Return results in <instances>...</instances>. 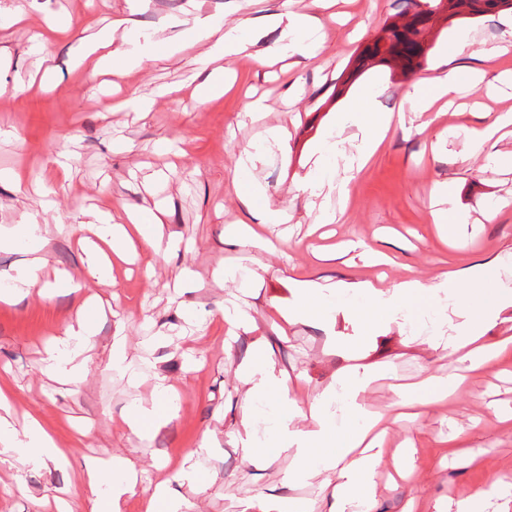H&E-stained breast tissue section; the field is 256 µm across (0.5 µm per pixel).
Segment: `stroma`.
Instances as JSON below:
<instances>
[{
    "label": "stroma",
    "instance_id": "1",
    "mask_svg": "<svg viewBox=\"0 0 512 512\" xmlns=\"http://www.w3.org/2000/svg\"><path fill=\"white\" fill-rule=\"evenodd\" d=\"M17 0H0V23L9 37L0 43V171L18 172L20 182L0 181V225L36 224L41 237L19 235L0 248V282L11 283L17 270L40 250L46 259L42 281L0 303V385L13 395L17 418L34 415L68 450L58 467H0V512H55V490L78 487L79 476L95 458L120 455L139 472V487L153 485L159 472L173 474L184 456L206 483L204 492L182 486L189 512H269L272 504L312 505L316 483L289 481L292 456L282 454L243 463L236 431L246 406V386L237 368L265 337L276 370L287 372L291 390L304 401L323 394L336 372L357 365L372 380L363 394L370 410L385 409L394 389L422 375L453 377L461 366L455 355L427 345L405 346L418 326L434 330L447 315L445 301L416 308L404 325H391L362 337L357 319L336 317L286 325L279 309L292 305L298 284L353 282L385 276L394 283L413 274L426 283L442 273L464 269L487 280L485 263L512 255V170L489 162L485 152L467 145L471 129L511 109L512 94L496 90L504 65H512V13L489 14L442 29L420 68L407 75L383 66L353 74L352 62L396 15L399 0H351L344 15L322 8L319 0H28L27 21L10 25ZM318 16L322 48L316 57L292 63L284 59L259 65L262 50L275 46L280 30L272 22L283 11ZM128 18L124 33L152 34L156 58L120 76L91 77L94 57L84 48L115 17ZM214 17L221 28L248 19L255 43L223 58L213 40L198 39L196 25ZM55 26L42 46L30 39L34 28ZM472 45L455 63L463 72L483 71L482 83L468 87L456 105L422 117L426 129L406 122L393 126L370 162L354 174L337 169L344 191L329 201L303 192L314 150L337 141L336 114L366 90L378 108L399 112L405 88L433 76L435 66L459 33ZM177 37L181 51L162 43ZM505 45L507 54L486 59L485 48ZM229 68L232 90L199 104L189 91L207 73ZM149 97L147 114L126 108L110 111L109 102ZM262 98L264 116L241 121L250 99ZM287 127L288 147L269 148L268 133ZM261 151L255 171L271 207L288 210L287 223L271 228V247L249 248L228 235L229 225L246 213L232 189L240 153ZM68 152L70 168L55 163ZM466 161H458V154ZM452 187L459 211L496 207L492 220L439 227L431 218L435 183ZM112 205L122 215L127 204L160 208V228L168 252L138 246V258L112 265V283L97 284L86 274L87 255L79 239V221L94 209ZM255 270L248 301L257 329L239 332L225 346L228 325L221 311L238 293V284L215 280L222 264ZM97 294L99 318L84 356L82 380L73 384L52 376L42 359L46 345L74 322L84 295ZM130 361L127 374L112 368L114 347ZM166 373L175 387L177 412L146 439L128 429L124 417L151 396V371ZM137 375L138 386L128 378ZM496 401L512 409V354L490 368L469 373L454 401L427 410L416 423L399 430L417 448L419 481L387 487L379 474L378 512H402L409 497L447 507L485 488L487 475L512 476V422L497 421L484 408ZM478 418L465 443L481 455L482 469L466 458L446 461L438 442L452 420ZM210 447L197 452L201 436Z\"/></svg>",
    "mask_w": 512,
    "mask_h": 512
}]
</instances>
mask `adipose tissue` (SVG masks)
I'll return each mask as SVG.
<instances>
[{
	"instance_id": "1",
	"label": "adipose tissue",
	"mask_w": 512,
	"mask_h": 512,
	"mask_svg": "<svg viewBox=\"0 0 512 512\" xmlns=\"http://www.w3.org/2000/svg\"><path fill=\"white\" fill-rule=\"evenodd\" d=\"M275 25L282 28L280 44L261 56L263 65L281 61L285 57L314 56L318 42L314 35L320 29L319 18L311 15L283 12L277 14ZM108 70L121 73L140 65L145 54L139 40H132L129 47L115 48L109 33H101L93 45ZM460 91L456 68L439 69L434 77L414 82L406 91L404 100L412 112L432 111L437 102L451 100ZM395 117L393 113L378 111L372 93L362 94L355 107L341 112L337 117L339 131L348 132L354 152L351 161L365 166L378 150L390 131ZM233 189L243 205L254 211L257 228L232 226L231 231L243 243L259 242L260 228L287 222L288 214L264 203V189L256 177L235 179ZM161 210L148 212L142 209L128 211V221L114 222L111 210L104 209L98 220L87 223L97 241L89 248L90 261L87 274L99 284L112 280V261L124 258L133 238H141L143 244L159 249L160 240L154 228L161 223ZM465 271L442 274L434 284L406 275L392 287L365 280L358 283H333L321 285L304 283L294 309L282 311L287 324L333 317L334 307L329 296L351 292L360 295L364 304L357 315L363 334H371L382 322H397L401 315L414 304L439 295H446L452 311L458 317L451 334L433 333L425 342L435 349L457 354L466 370L477 371L486 367L501 350L506 340L486 341L480 321L474 312L475 289L461 287ZM250 401L240 422L238 432L246 443L240 449L242 459L254 463L267 456L263 441L256 437L258 422H265L274 436L278 452L292 454L296 462L294 475L303 480H318L322 496L330 504L329 512H375L378 488L375 481L378 470L390 466V482L410 481L415 475L412 464L416 450L402 443L391 448L387 445L392 431L388 417L373 415L362 407L359 397L365 390V379L356 369L343 374L339 388L330 389L308 407H300L290 398L283 377L275 368L265 349H258L251 359L238 367ZM154 398L151 403L138 404L125 421L131 431L141 439L148 438L152 429L167 420L169 405L166 376L154 377ZM340 404V411H333V404ZM10 392L0 387V463L23 466L30 463L60 464L66 461L67 451L42 426L39 420H31L24 430H16L11 416ZM82 483L94 496L91 511L121 512L127 495L134 493L136 473L131 462L120 456L99 458L89 463ZM495 496L498 512H512V478L504 475L491 476L488 488L480 489L467 497L455 500V512H484L488 496Z\"/></svg>"
}]
</instances>
